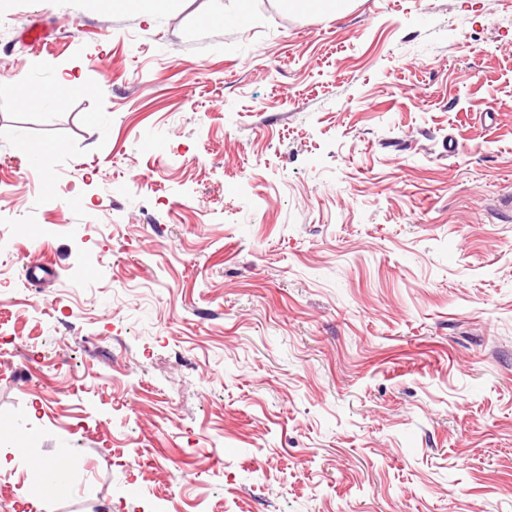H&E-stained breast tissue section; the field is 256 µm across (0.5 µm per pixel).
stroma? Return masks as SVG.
<instances>
[{
    "mask_svg": "<svg viewBox=\"0 0 512 512\" xmlns=\"http://www.w3.org/2000/svg\"><path fill=\"white\" fill-rule=\"evenodd\" d=\"M230 7L0 0V512H512V0ZM113 12H124L131 7H136L139 11L147 15H154L167 8L176 0H107ZM289 11H311L331 17L342 14L351 0H281ZM15 83L23 91V95L20 97V100L24 96L27 101L37 107L49 102L52 96L56 95L57 93L66 92L70 94H76L83 90V87L80 84L66 79H62L61 82L56 85L57 88L55 90L32 88V86L27 83V79L24 75L16 76Z\"/></svg>",
    "mask_w": 512,
    "mask_h": 512,
    "instance_id": "obj_1",
    "label": "stroma"
}]
</instances>
